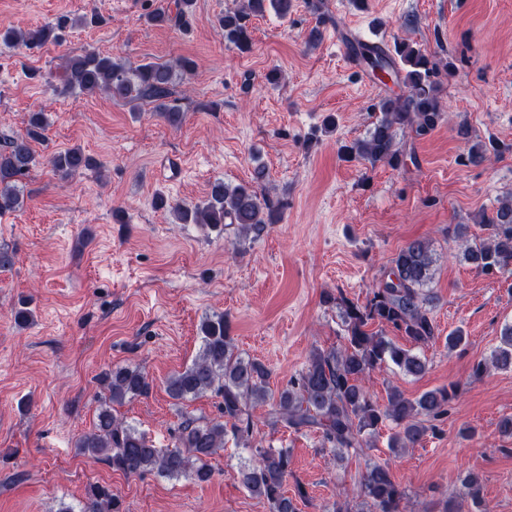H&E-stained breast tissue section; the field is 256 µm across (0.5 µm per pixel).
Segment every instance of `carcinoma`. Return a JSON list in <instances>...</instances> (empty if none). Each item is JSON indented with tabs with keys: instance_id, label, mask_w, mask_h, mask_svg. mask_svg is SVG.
I'll return each mask as SVG.
<instances>
[{
	"instance_id": "cac0c4a2",
	"label": "carcinoma",
	"mask_w": 512,
	"mask_h": 512,
	"mask_svg": "<svg viewBox=\"0 0 512 512\" xmlns=\"http://www.w3.org/2000/svg\"><path fill=\"white\" fill-rule=\"evenodd\" d=\"M195 0H174L173 7H158L147 15L154 26H181L187 23ZM272 8L287 15L291 0H242L239 7L224 12L219 25L224 40L240 52L252 48L249 21ZM66 16L53 26L23 33L0 30V40L36 49L49 39H58V31L83 24ZM365 64L376 73L395 77L401 92L382 97L374 109L380 113L365 138L341 146L346 159L371 165L382 163L393 170L416 162V158L397 141L398 133L422 137L432 132L444 118L441 85L436 74L451 70L417 45L401 41L390 56L366 45L358 46ZM195 64L179 59L173 64L148 62L131 67L117 56L96 51L74 55L63 63L66 90L93 94L104 91L113 99L134 107L146 102L171 123L180 119V107L172 99L178 74H188ZM46 125L44 112L29 113L26 132L0 143V214L14 212L23 205L21 179L35 163L31 142L41 136ZM54 169L70 176L93 166L92 159L79 149L54 156ZM157 206L169 207L177 224H203L212 228L234 226L239 237L261 236L268 225L279 221V207L270 198L260 196L250 186H231L222 180L210 185L207 199L193 206L167 205L160 198ZM479 226L486 235H471L466 224H457L453 233L461 240V258L487 274L512 272V196L502 199L490 213H484ZM431 242L416 238L402 246L372 289L366 301L355 303L343 294L325 293L322 301L335 304L345 325L340 347L316 348L306 368L288 385L274 392L269 388L270 371L256 358L236 350L224 327V315L205 317L200 323L202 346L198 356L166 382L169 397L176 401L193 400L211 393L219 398V415L213 418L181 413L173 447H155L148 437L114 413V405L129 399L146 397L151 391L147 374L138 367L116 365L100 375L104 393L98 400L91 431L76 439L75 448L83 455L102 460L125 474L156 473L169 479L184 478L198 485L210 482L209 459L224 449L231 437L237 445L253 447L252 410L269 406V421L296 432L320 434L322 447L332 459L361 448L371 447L383 423L394 424L387 448L395 452L413 448L425 439L432 419L447 414L457 396V385L427 390L414 399L393 388L387 403L373 400L366 386L371 374L390 364L411 377L427 371V360L414 349L435 344L440 339L438 324L431 314L434 293L428 288L433 277ZM398 332L399 345L386 336V330ZM491 369L512 370V324L501 330L500 345L490 357L473 367L482 376ZM255 462L241 467L238 476L251 494L265 500L270 512H297L295 499L288 496L285 481L292 459L286 448H257ZM359 494L368 512H401L405 492L400 488L387 463L375 462L359 482ZM461 497L476 512H489L483 498L479 475L467 474L462 480ZM58 512H124L122 500L112 488L92 483L85 489L79 509L65 506Z\"/></svg>"
}]
</instances>
